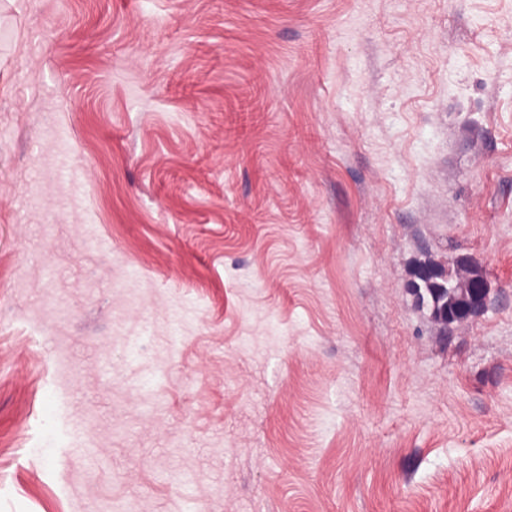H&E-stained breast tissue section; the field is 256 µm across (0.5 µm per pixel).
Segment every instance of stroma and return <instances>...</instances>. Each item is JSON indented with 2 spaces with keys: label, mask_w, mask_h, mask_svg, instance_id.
Masks as SVG:
<instances>
[{
  "label": "stroma",
  "mask_w": 512,
  "mask_h": 512,
  "mask_svg": "<svg viewBox=\"0 0 512 512\" xmlns=\"http://www.w3.org/2000/svg\"><path fill=\"white\" fill-rule=\"evenodd\" d=\"M130 507L512 512V0H0V512ZM452 274L448 271V288H437V285L435 282L439 279V274L434 272L430 267L427 265L421 266V269L419 270L417 274V278L419 280H430L433 282L431 285V288H422L423 289V297H419V299H416L419 306L422 308H426L430 315L438 320L444 328H448V323H450V316L448 311V318L445 321L446 318V311H445V318L442 317L441 320H439L437 317L433 316V309L437 307L439 311L445 307L448 310L447 304L448 298L452 295L449 291V288L452 287Z\"/></svg>",
  "instance_id": "1"
}]
</instances>
